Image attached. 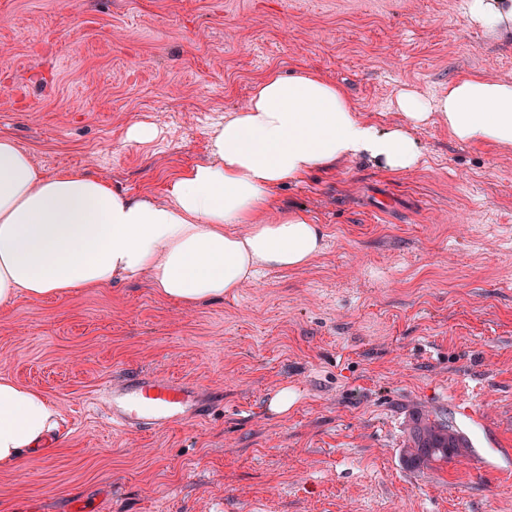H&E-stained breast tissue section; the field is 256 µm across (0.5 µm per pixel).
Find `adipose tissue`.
<instances>
[{
	"label": "adipose tissue",
	"mask_w": 512,
	"mask_h": 512,
	"mask_svg": "<svg viewBox=\"0 0 512 512\" xmlns=\"http://www.w3.org/2000/svg\"><path fill=\"white\" fill-rule=\"evenodd\" d=\"M459 9L469 27L512 39V0H460ZM395 109L402 122L381 127L317 69L267 72L248 103L214 125L208 159L174 179L164 201L84 173L44 176L30 152L0 138V306L139 276L187 307L232 296L261 271L307 267L323 250L307 212L271 216L283 184L355 157L410 172L423 161L414 133L430 123L465 144L512 149V80L469 74L432 97L403 89ZM58 424L42 393L0 378V467Z\"/></svg>",
	"instance_id": "1"
}]
</instances>
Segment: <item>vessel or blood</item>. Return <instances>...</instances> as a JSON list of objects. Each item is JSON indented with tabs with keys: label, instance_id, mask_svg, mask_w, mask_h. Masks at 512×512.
Listing matches in <instances>:
<instances>
[{
	"label": "vessel or blood",
	"instance_id": "b4317fda",
	"mask_svg": "<svg viewBox=\"0 0 512 512\" xmlns=\"http://www.w3.org/2000/svg\"><path fill=\"white\" fill-rule=\"evenodd\" d=\"M100 395L108 405L109 423L121 433L160 430L172 421L201 416L207 406L197 386L142 371L103 386Z\"/></svg>",
	"mask_w": 512,
	"mask_h": 512
}]
</instances>
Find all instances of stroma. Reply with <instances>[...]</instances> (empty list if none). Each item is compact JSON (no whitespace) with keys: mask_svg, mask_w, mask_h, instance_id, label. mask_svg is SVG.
<instances>
[{"mask_svg":"<svg viewBox=\"0 0 512 512\" xmlns=\"http://www.w3.org/2000/svg\"><path fill=\"white\" fill-rule=\"evenodd\" d=\"M303 65L386 126L402 87L512 78V41L459 0H0V137L45 175L163 199L259 77ZM137 123L158 137L123 142ZM415 136L411 172L355 159L276 190L324 228L306 268L194 308L143 277L0 308V377L60 412L48 454L0 467V512H512V150ZM132 370L194 383L208 412L113 432L95 391ZM419 413L467 457L409 467Z\"/></svg>","mask_w":512,"mask_h":512,"instance_id":"35a3bbf8","label":"stroma"}]
</instances>
